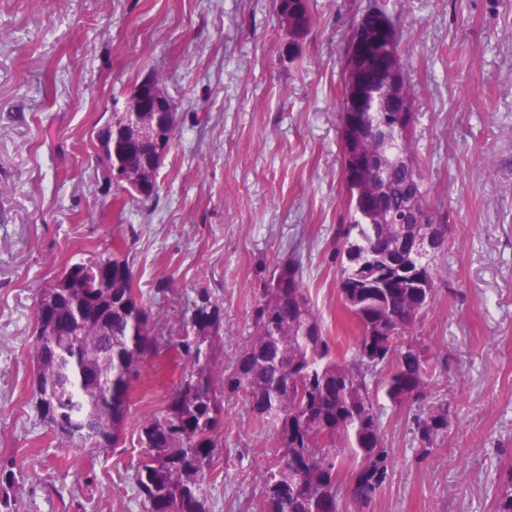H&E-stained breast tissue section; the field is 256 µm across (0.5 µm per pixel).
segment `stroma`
Segmentation results:
<instances>
[{"instance_id":"1","label":"stroma","mask_w":512,"mask_h":512,"mask_svg":"<svg viewBox=\"0 0 512 512\" xmlns=\"http://www.w3.org/2000/svg\"><path fill=\"white\" fill-rule=\"evenodd\" d=\"M307 3L292 54L276 0H0V454L23 470L16 512H142L137 428L181 374L171 354L145 364L123 447H59L32 404L30 348L37 290L67 264L123 247L157 332L176 340L209 290L224 303L229 358L298 241L311 306L353 352L331 243L344 206L340 56L367 0ZM390 8L406 16L427 197L451 216L418 338L448 353L432 397L454 414L422 460L409 407L384 406L393 464L372 512H494L512 467V0ZM147 78L176 101L178 134L156 198L133 204L98 181L94 137ZM222 439L212 512H248L273 439L240 396L224 400Z\"/></svg>"}]
</instances>
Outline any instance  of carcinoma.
Listing matches in <instances>:
<instances>
[{
    "mask_svg": "<svg viewBox=\"0 0 512 512\" xmlns=\"http://www.w3.org/2000/svg\"><path fill=\"white\" fill-rule=\"evenodd\" d=\"M276 8L291 50L310 26L307 0H278ZM365 11L380 15L385 31L352 32L342 77L369 72L362 123L375 133L348 131L342 103L346 195L333 243L341 302L359 326L352 356L334 350L324 334L299 243L252 308L253 336L227 363L220 347L224 304L204 289L192 305L193 337L174 341L154 333L120 251L69 264L39 289L33 398L63 448L83 450L77 440L85 429L99 448L121 447L144 363L170 350L185 361L164 413L145 416L139 426L142 456L133 482L144 512H211L206 479L222 446L228 396L243 395L256 421L274 434L277 451L259 474L258 512H338L342 470L346 497L356 512H370L391 468L380 395L395 408L415 410L413 441L421 457L447 436L452 403L428 398L448 356L427 354L416 339L435 300L438 252L400 247L405 238L429 233L448 241L450 219L429 204L413 150L418 91L406 75L400 15L388 0H371ZM105 128L120 153L98 164L101 180L112 185L119 162L127 179L121 189L130 198L155 197L162 159L148 141L127 135L124 119ZM19 477L15 459L1 456L0 512H14L10 491ZM494 512H512V470L499 485Z\"/></svg>",
    "mask_w": 512,
    "mask_h": 512,
    "instance_id": "carcinoma-1",
    "label": "carcinoma"
}]
</instances>
